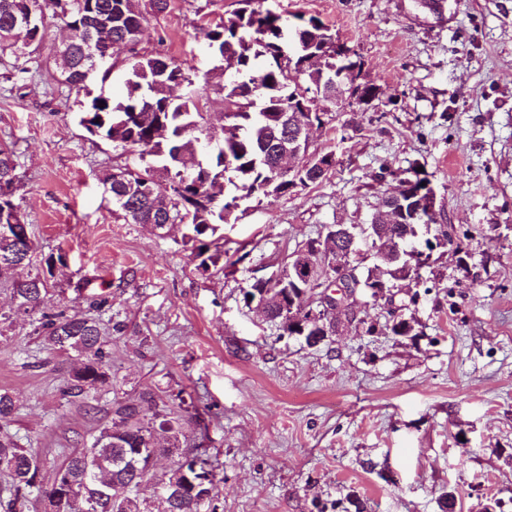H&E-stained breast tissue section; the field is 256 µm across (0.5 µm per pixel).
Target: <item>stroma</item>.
I'll return each mask as SVG.
<instances>
[{"instance_id": "1", "label": "stroma", "mask_w": 512, "mask_h": 512, "mask_svg": "<svg viewBox=\"0 0 512 512\" xmlns=\"http://www.w3.org/2000/svg\"><path fill=\"white\" fill-rule=\"evenodd\" d=\"M316 17L351 50L367 103L336 107L311 134L335 166L297 192L243 204L201 272L184 225L125 220L101 179L137 152L91 137L48 59L66 35L50 20L31 77H0V143L37 245L30 273L62 253L42 312L102 319L112 382L98 413L61 390L80 359L46 349L30 318L0 325V390L18 397L11 434L41 460L40 481L90 447L112 401L182 397L181 452L224 474L217 512H317L356 492L365 512H512V0H266ZM237 0H171L148 15L142 53L190 60L203 88L220 62L197 32ZM422 168L438 224L421 280L360 295L355 321L307 347L243 292L326 224H366L403 171ZM89 282L90 289L77 286ZM401 309L412 336L392 335Z\"/></svg>"}]
</instances>
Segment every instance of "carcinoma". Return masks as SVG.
Wrapping results in <instances>:
<instances>
[{
  "mask_svg": "<svg viewBox=\"0 0 512 512\" xmlns=\"http://www.w3.org/2000/svg\"><path fill=\"white\" fill-rule=\"evenodd\" d=\"M243 7L215 27L203 30L213 53L224 60V68L234 70L229 82H214V90L224 98V108L243 111L248 99L259 101L257 112L245 129L216 133L201 112L202 96L192 91L177 101L169 92L172 82L193 85L195 67L164 55L144 56L138 45L146 20L133 10L130 0H0V65L5 80L32 72L33 54L42 44L46 19H62L68 30L67 42L52 56L50 63L59 72L69 92L86 90V44L89 37L99 43L107 38L128 48L127 93L115 98L99 94L81 100L79 123L93 137L107 140L122 149L138 151L143 167L117 165L104 180L105 193L124 218L137 224H184L192 231L189 240L197 243L199 268L207 272L221 258L210 252L204 237L228 224L238 207L240 193L245 197H279L290 193L292 177L273 172L278 149L287 132L280 123L283 112H300L308 105L310 119L322 125L315 110L316 98H328L336 89L319 83L310 72L308 61L325 54L326 71L336 68L333 48L336 33L316 17L291 24L281 15L255 0H241ZM216 138L217 151L201 158L197 138ZM20 189L15 152L0 144V223L12 218L19 231L0 227V275L31 263L35 242L15 202ZM414 195L404 198L403 223L386 224L383 236L373 229L360 228L374 250L373 267L361 276L367 280L379 271L395 279L413 268L412 254L404 247L405 226L413 223ZM45 259L46 273L12 280L0 279V288L10 291L14 307L0 313V321L14 316H32L48 293L51 261ZM306 281H290L288 288L273 287V278L254 285L244 300L268 292L270 320L280 323L290 336L305 342L329 341L322 329L309 324L298 329L302 312L311 298ZM88 310L78 316L41 314L35 332L47 348L74 352L84 358L61 390L70 402L89 403L110 382L106 331L100 309L108 303L101 293L87 297ZM144 397L112 402L111 420L100 426L91 447L70 455L56 470L52 481L68 486L69 495L46 494L53 512H73L72 498L82 495L99 505V512H150L139 485L148 472L151 455H163L180 447L184 419L167 405L145 408ZM18 397L0 391V472L10 478L9 494L0 497V512H23L28 496L40 490L37 483L38 455L22 447L15 436L4 430L12 421ZM224 478L207 468V462L186 457L155 481L161 489L163 512H202L211 508Z\"/></svg>",
  "mask_w": 512,
  "mask_h": 512,
  "instance_id": "obj_1",
  "label": "carcinoma"
}]
</instances>
